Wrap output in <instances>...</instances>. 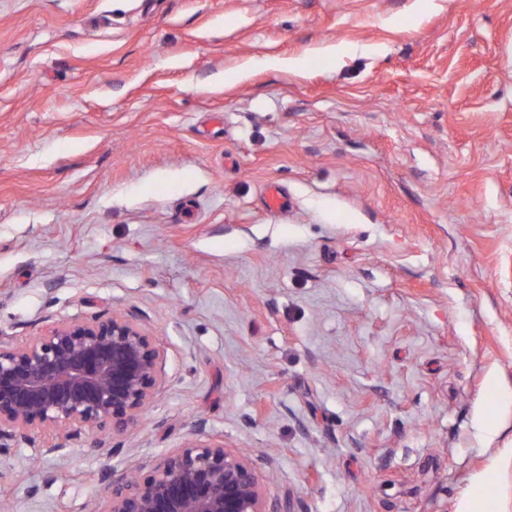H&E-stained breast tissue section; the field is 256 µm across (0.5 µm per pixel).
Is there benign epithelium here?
Instances as JSON below:
<instances>
[{
	"mask_svg": "<svg viewBox=\"0 0 512 512\" xmlns=\"http://www.w3.org/2000/svg\"><path fill=\"white\" fill-rule=\"evenodd\" d=\"M162 383L160 350L129 314L73 318L0 344V454L35 432L120 436ZM89 512L267 510L252 463L201 426L145 476L106 471Z\"/></svg>",
	"mask_w": 512,
	"mask_h": 512,
	"instance_id": "1",
	"label": "benign epithelium"
}]
</instances>
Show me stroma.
Instances as JSON below:
<instances>
[{
  "label": "stroma",
  "instance_id": "35a3bbf8",
  "mask_svg": "<svg viewBox=\"0 0 512 512\" xmlns=\"http://www.w3.org/2000/svg\"><path fill=\"white\" fill-rule=\"evenodd\" d=\"M94 313L161 391L10 512L201 426L269 512H512V0H0V341Z\"/></svg>",
  "mask_w": 512,
  "mask_h": 512
}]
</instances>
